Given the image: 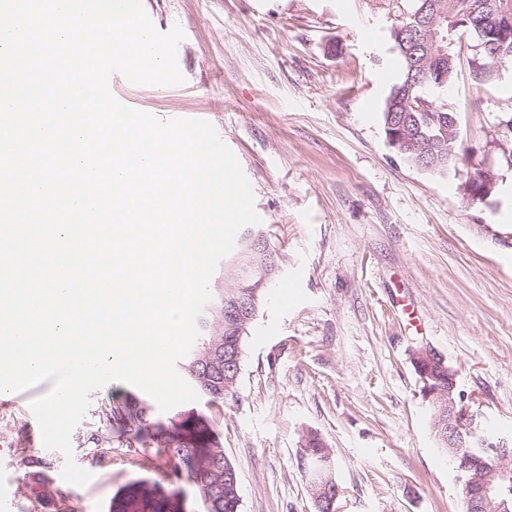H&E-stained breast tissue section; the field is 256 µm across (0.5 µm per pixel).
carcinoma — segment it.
I'll return each instance as SVG.
<instances>
[{
  "label": "carcinoma",
  "instance_id": "cac0c4a2",
  "mask_svg": "<svg viewBox=\"0 0 512 512\" xmlns=\"http://www.w3.org/2000/svg\"><path fill=\"white\" fill-rule=\"evenodd\" d=\"M438 5L423 10L426 2ZM430 22L439 23L440 35L458 39L461 32L473 34L477 52L471 66L477 78L492 79L498 67L512 61V0H410L401 20L391 30L393 48L400 60L397 81L386 98L382 123L399 127L411 142L403 154L413 167L428 164L427 172L446 176L465 165L467 153L460 141L458 125H448V110L434 106L430 112L406 108V94L421 96L439 87L434 71L447 72V81L457 73V60H427L411 43L407 26L417 22L420 11ZM233 279L234 287H219V279ZM213 298L224 297L258 313L264 301L265 287L260 279L240 281L228 267H219L214 277ZM201 335L182 358L181 370L193 387L212 405L234 396L237 383H229L240 371L229 372L227 360L243 357V346L250 325L228 316L225 311L204 312L198 319ZM100 421L107 431L153 450L157 467L172 465L163 471L165 481H134L126 484L111 499L109 512H126V505L138 501L140 512H180V483L194 484L203 504V512H240L241 494L238 473L224 454V447L211 422L193 411L179 413L164 422L155 417L153 407L137 397L109 402L101 410ZM312 450L303 452V465L312 479L333 476L334 460L315 435L309 436Z\"/></svg>",
  "mask_w": 512,
  "mask_h": 512
}]
</instances>
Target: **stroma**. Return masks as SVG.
<instances>
[{"instance_id": "1", "label": "stroma", "mask_w": 512, "mask_h": 512, "mask_svg": "<svg viewBox=\"0 0 512 512\" xmlns=\"http://www.w3.org/2000/svg\"><path fill=\"white\" fill-rule=\"evenodd\" d=\"M143 7L159 33L182 29L185 81L136 85L115 73L112 94L162 120L207 115L252 185L278 279L293 284L284 302L268 285L234 398L191 404L238 472L241 512H316L300 464L310 433L334 459L337 512H461L411 351L434 347L491 433L512 440V166L500 126L512 114V65L477 79L475 39L463 33L456 77L429 97L456 113L470 161L439 177L401 160L382 127L404 0ZM481 169L498 183L478 203L463 185ZM138 393L118 382L92 393L71 435V457L92 475L83 487L63 480L61 452L40 448L25 406L0 404V490L19 512H56L64 495L73 512H108L124 484L161 479L147 450L107 439L99 423L104 402Z\"/></svg>"}]
</instances>
